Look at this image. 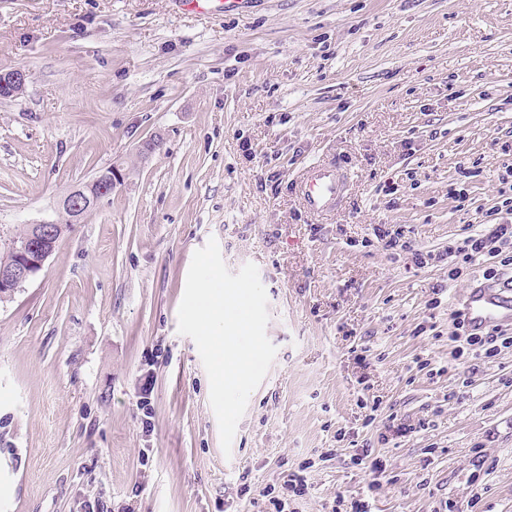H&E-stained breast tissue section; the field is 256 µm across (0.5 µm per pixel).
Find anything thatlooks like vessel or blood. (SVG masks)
Returning <instances> with one entry per match:
<instances>
[{"mask_svg": "<svg viewBox=\"0 0 512 512\" xmlns=\"http://www.w3.org/2000/svg\"><path fill=\"white\" fill-rule=\"evenodd\" d=\"M190 10L230 12L240 8L243 0H179ZM347 175L339 166L316 163L302 175L300 192L306 208L317 215L336 210L342 203ZM469 328L484 329L491 325H512V278L495 284L471 288L462 302Z\"/></svg>", "mask_w": 512, "mask_h": 512, "instance_id": "obj_1", "label": "vessel or blood"}]
</instances>
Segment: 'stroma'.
Here are the masks:
<instances>
[{
  "mask_svg": "<svg viewBox=\"0 0 512 512\" xmlns=\"http://www.w3.org/2000/svg\"><path fill=\"white\" fill-rule=\"evenodd\" d=\"M18 67L23 94L0 100V245L99 170L120 180L0 301V512H272L263 489L300 469L296 512L340 495L512 512V348L458 358L451 339L485 265L452 281L413 260L498 205L512 0H0V71ZM331 158L352 180L319 219L295 182ZM378 227L410 250H385ZM212 238L231 272L257 266L277 348L227 453L178 331ZM392 413L426 428L381 442ZM362 448L386 463L373 494ZM179 3L190 10L230 12L242 7L246 0H178Z\"/></svg>",
  "mask_w": 512,
  "mask_h": 512,
  "instance_id": "stroma-1",
  "label": "stroma"
}]
</instances>
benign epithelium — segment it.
<instances>
[{
  "mask_svg": "<svg viewBox=\"0 0 512 512\" xmlns=\"http://www.w3.org/2000/svg\"><path fill=\"white\" fill-rule=\"evenodd\" d=\"M27 79L28 74L21 68L0 72V99H16L17 92L25 88ZM116 176L117 169L113 168L107 180L102 183L95 177L87 183L74 186L61 202L64 220L32 224L27 240L21 244L10 243L16 253V262L9 268L0 269V294L14 293L42 270L55 250L56 232L66 225L80 223L87 212L102 199L112 195V189L117 183Z\"/></svg>",
  "mask_w": 512,
  "mask_h": 512,
  "instance_id": "7a95c632",
  "label": "benign epithelium"
}]
</instances>
